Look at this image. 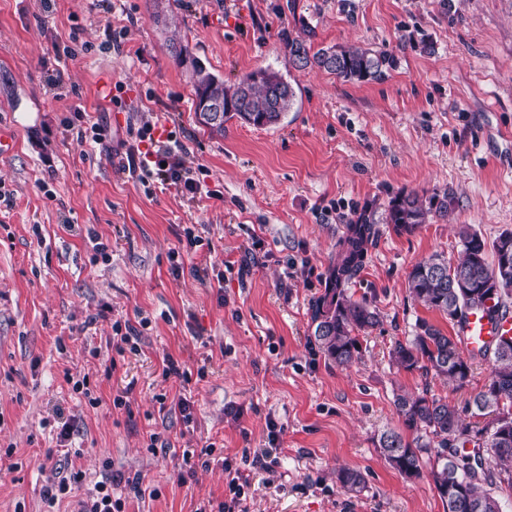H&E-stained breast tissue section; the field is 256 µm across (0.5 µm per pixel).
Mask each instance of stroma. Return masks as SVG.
I'll return each instance as SVG.
<instances>
[{"label":"stroma","mask_w":512,"mask_h":512,"mask_svg":"<svg viewBox=\"0 0 512 512\" xmlns=\"http://www.w3.org/2000/svg\"><path fill=\"white\" fill-rule=\"evenodd\" d=\"M290 37L395 64L384 80L346 82L294 65ZM174 42L231 83L278 72L293 108L273 127L233 119L210 133ZM84 112L118 140L147 122L173 136L204 197L146 194L121 156L85 154ZM0 132L12 141L0 154V512H43L55 471L91 485L107 463L142 480V493L123 491L127 512H197L228 499V459L250 476L244 512H444L431 479L392 469L379 437L403 428L396 394L425 388L484 427L470 403L490 364L463 349L459 388L396 369L389 353L420 318L458 333L410 295L413 265L456 261L457 225L489 241L512 230V0H0ZM446 188L449 219L402 236L381 226L351 287L381 324L359 334L350 366L328 361L310 305L346 224L365 205ZM188 225L202 244L184 253ZM97 241L108 260H94ZM143 317L135 351L117 355L113 322ZM167 356L191 382L163 378ZM84 377L97 406L72 390ZM161 393L188 399L192 422L160 409ZM271 422L276 463L248 466ZM153 433L166 447L149 448ZM210 445L208 466L179 482L183 450ZM341 467L363 472L361 494L340 488Z\"/></svg>","instance_id":"obj_1"}]
</instances>
